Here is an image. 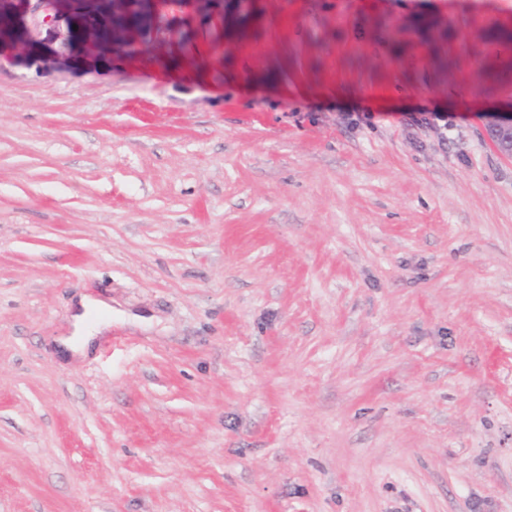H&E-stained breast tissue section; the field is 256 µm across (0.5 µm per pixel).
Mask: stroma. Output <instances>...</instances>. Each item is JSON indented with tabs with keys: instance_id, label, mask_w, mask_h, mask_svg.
Here are the masks:
<instances>
[{
	"instance_id": "1",
	"label": "stroma",
	"mask_w": 512,
	"mask_h": 512,
	"mask_svg": "<svg viewBox=\"0 0 512 512\" xmlns=\"http://www.w3.org/2000/svg\"><path fill=\"white\" fill-rule=\"evenodd\" d=\"M17 2L0 512H512V0H146L145 62ZM28 9L31 13L33 24L36 28L47 27V30L59 33L58 27L56 26L57 20L54 15L48 12V6L51 1L54 0H27ZM490 137L495 141L498 149L506 156H512V113L498 112L491 121ZM90 310L110 311V308L103 302L96 299H92L87 296L80 297L73 315L74 331L72 335L62 336L57 339L62 349L71 357H85L92 341L96 337L84 325L85 319Z\"/></svg>"
}]
</instances>
